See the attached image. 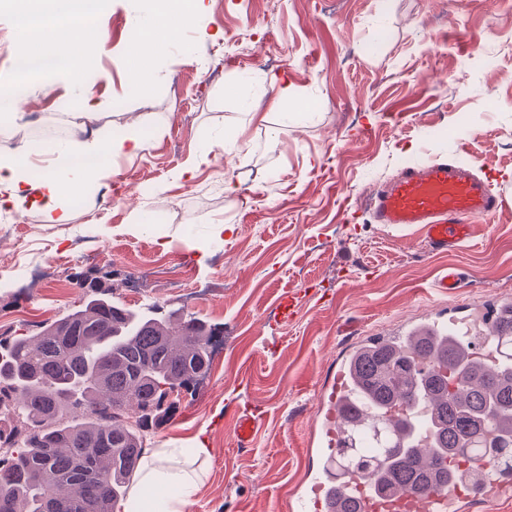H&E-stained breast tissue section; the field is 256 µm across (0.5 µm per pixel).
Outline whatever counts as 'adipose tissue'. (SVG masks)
I'll return each mask as SVG.
<instances>
[{
  "label": "adipose tissue",
  "mask_w": 512,
  "mask_h": 512,
  "mask_svg": "<svg viewBox=\"0 0 512 512\" xmlns=\"http://www.w3.org/2000/svg\"><path fill=\"white\" fill-rule=\"evenodd\" d=\"M21 35L27 46L21 56L22 72L51 74L61 69L79 70L82 58L70 51L73 37L63 29L49 25L39 29L25 27ZM6 105L11 111V122L0 124V189L4 190L7 201L16 205L23 204L29 195H37L46 221L52 224L68 221L64 202L83 184L87 174L99 179L111 174V167L101 164L100 156L134 155L146 147L145 141L135 135L115 138L102 129H87L82 113L77 112L73 118L78 128L87 129V136L60 151L56 171L34 182L26 174L27 159L41 151L42 146L13 142L12 125L24 118L23 100L13 97ZM209 456V449L204 447L196 449L191 459L178 448L145 449L138 479L130 491L136 512H183L206 477L205 463Z\"/></svg>",
  "instance_id": "obj_1"
}]
</instances>
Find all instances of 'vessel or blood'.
I'll return each mask as SVG.
<instances>
[{
  "label": "vessel or blood",
  "instance_id": "1",
  "mask_svg": "<svg viewBox=\"0 0 512 512\" xmlns=\"http://www.w3.org/2000/svg\"><path fill=\"white\" fill-rule=\"evenodd\" d=\"M506 203L505 192L492 181L477 176L471 167L435 161L403 168L393 180L378 186L370 209L374 223L401 233L414 230L429 250L442 253L466 241L475 221L496 216ZM479 315L474 325L457 320L418 323L410 333L421 336L441 332L454 338L475 331L479 334L476 346L484 349L495 330L497 314L483 309ZM355 405L351 370L339 366L332 383L324 387L316 408L321 444L328 451H336L345 436L347 419ZM233 419L239 445L251 447L262 427V418L250 410H237ZM440 468L449 474L444 491L416 486L383 493L364 478L353 476L339 482L323 474L300 492L297 508L299 512H339L343 500L351 497L357 500L361 512H468L474 502L512 495V479L496 473L489 482H470L469 464L463 459L451 457L439 467L429 456L422 463L430 479Z\"/></svg>",
  "mask_w": 512,
  "mask_h": 512
}]
</instances>
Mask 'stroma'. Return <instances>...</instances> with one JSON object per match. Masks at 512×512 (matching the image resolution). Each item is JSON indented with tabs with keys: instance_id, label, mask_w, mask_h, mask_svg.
<instances>
[{
	"instance_id": "stroma-1",
	"label": "stroma",
	"mask_w": 512,
	"mask_h": 512,
	"mask_svg": "<svg viewBox=\"0 0 512 512\" xmlns=\"http://www.w3.org/2000/svg\"><path fill=\"white\" fill-rule=\"evenodd\" d=\"M153 15V0H107L92 17L96 87L65 71L20 81L19 134L47 149L28 162L36 172L69 145L75 109L150 144L113 155L111 179L66 223H48L31 200L0 210V273L55 264L50 277L0 285V336L81 307L80 278L132 310L204 319L219 332L210 369L146 444L210 448L184 512H294L301 482L325 463L315 407L338 357L440 312L512 301V207L442 255L365 210L399 169L433 161L505 179L512 193V50L499 45L512 37V0H200L196 24L150 65L142 92L130 86L128 34ZM492 37L488 58L472 61ZM23 48L0 12V84L18 81ZM246 72L257 81L243 83ZM274 75L291 98L279 99ZM231 138L245 157L221 150L184 177L197 154ZM218 224L238 232L218 237ZM80 233L99 252L94 264L70 249ZM451 265L468 281L444 293L435 281ZM285 290L296 303L283 322ZM236 407L265 415L252 447L236 444Z\"/></svg>"
}]
</instances>
